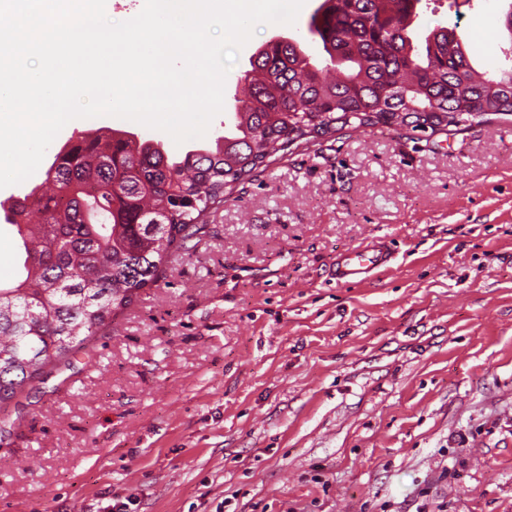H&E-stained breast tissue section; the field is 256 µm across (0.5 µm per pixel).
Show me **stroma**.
Instances as JSON below:
<instances>
[{
    "label": "stroma",
    "instance_id": "1",
    "mask_svg": "<svg viewBox=\"0 0 512 512\" xmlns=\"http://www.w3.org/2000/svg\"><path fill=\"white\" fill-rule=\"evenodd\" d=\"M295 25H259L225 82ZM496 72L506 0H430ZM126 130L68 122V141ZM396 252L357 284L331 270ZM0 512H512V117L461 131L345 129L237 184L111 332L0 406ZM391 249L386 243H373L359 250L347 251L336 259L334 275L337 283L364 282L370 274L387 265Z\"/></svg>",
    "mask_w": 512,
    "mask_h": 512
}]
</instances>
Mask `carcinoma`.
<instances>
[{
  "label": "carcinoma",
  "mask_w": 512,
  "mask_h": 512,
  "mask_svg": "<svg viewBox=\"0 0 512 512\" xmlns=\"http://www.w3.org/2000/svg\"><path fill=\"white\" fill-rule=\"evenodd\" d=\"M423 0H318L302 41L269 40L214 143L172 157L126 131L58 152L38 198L17 202L21 268L0 283V404L112 330L170 258L190 251L226 188L345 128L461 130L512 115V64L476 70L455 30L422 27Z\"/></svg>",
  "instance_id": "obj_1"
}]
</instances>
